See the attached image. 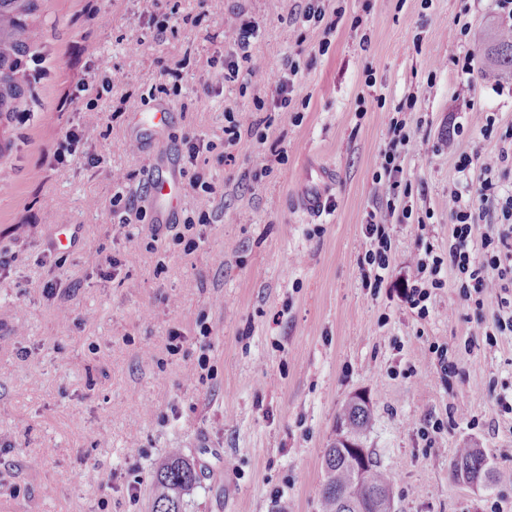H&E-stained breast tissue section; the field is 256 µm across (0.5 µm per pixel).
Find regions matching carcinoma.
<instances>
[{
    "instance_id": "1",
    "label": "carcinoma",
    "mask_w": 512,
    "mask_h": 512,
    "mask_svg": "<svg viewBox=\"0 0 512 512\" xmlns=\"http://www.w3.org/2000/svg\"><path fill=\"white\" fill-rule=\"evenodd\" d=\"M41 10V0H0V18H10L16 13L34 18ZM28 27L0 24V54L11 57L5 68L6 88L0 89V114L20 112L33 98L32 86L17 77L15 70L27 59L38 54L30 49L26 33ZM494 73L512 74V38L504 32L497 33L488 47ZM372 410L368 401L353 397L337 415L339 422L356 439H361L371 425ZM325 481L319 499V512H360L372 505L375 512H390L391 473L381 467L367 452L359 456L352 448H340L331 443L324 455ZM452 478L472 481L476 478L498 483L512 474L489 466L487 459L478 448H461L454 460ZM152 481L156 489L153 512H183V498L200 483L196 464L178 449L168 456L154 470Z\"/></svg>"
}]
</instances>
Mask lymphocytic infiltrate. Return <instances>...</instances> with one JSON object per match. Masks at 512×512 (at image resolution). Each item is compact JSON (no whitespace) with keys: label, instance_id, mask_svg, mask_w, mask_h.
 <instances>
[{"label":"lymphocytic infiltrate","instance_id":"obj_1","mask_svg":"<svg viewBox=\"0 0 512 512\" xmlns=\"http://www.w3.org/2000/svg\"><path fill=\"white\" fill-rule=\"evenodd\" d=\"M259 28L250 23L241 24L232 43L224 51V80L232 83L243 78V62L252 58ZM501 139L507 147L501 150L497 163H482L478 158L462 154L456 161L458 172L476 170L475 184L448 193V221L452 226L454 244L447 258H433L430 267L434 278L431 286L442 287L437 273L443 262L468 272L478 300L497 299L499 312L495 317L497 332L512 333V298L508 297L507 281L512 280V130ZM492 224L497 228L494 237L484 238L487 253L484 261H476L471 247L473 227Z\"/></svg>","mask_w":512,"mask_h":512}]
</instances>
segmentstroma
I'll return each mask as SVG.
<instances>
[{
  "label": "stroma",
  "mask_w": 512,
  "mask_h": 512,
  "mask_svg": "<svg viewBox=\"0 0 512 512\" xmlns=\"http://www.w3.org/2000/svg\"><path fill=\"white\" fill-rule=\"evenodd\" d=\"M170 2L178 16L160 44L135 0H44L31 23L50 75L29 74V121L0 126V249L13 257L0 282V512H152V474L172 448L203 471L184 512H318L336 414L357 393L372 409L363 444L392 475L394 512H512V483L450 474L464 446L512 471V335L479 327L496 300L475 309L448 264L424 310L401 293L407 279L429 286L426 253L448 254L457 154L493 162L503 147L480 134L476 110L512 126V95L474 97L453 65L468 52L483 61L502 23L496 0H329L341 21L329 33L307 27L300 47L288 0ZM188 13L199 27L182 23ZM246 22L260 29L254 75L228 84L204 61ZM185 56L180 94L160 92L165 65ZM290 57L298 90L284 106L276 88ZM94 67L104 80L73 116L86 144L46 171L44 114ZM153 103L173 112L165 138L177 159L185 137L222 138L225 109L242 127H267L231 161L215 150L184 165L224 193L188 256L175 228L202 196L185 192L155 241L112 218L115 191L145 198L152 158L130 139L134 112ZM395 117L411 143L401 166L412 215L389 219L390 273L372 289L365 227L385 213L379 154ZM312 154L336 168L318 218L296 204ZM28 212L38 222L16 236ZM67 224L80 225L79 245L43 263ZM102 251L121 261L106 281ZM172 331L185 335L174 354ZM444 355L455 377L442 374Z\"/></svg>",
  "instance_id": "obj_1"
}]
</instances>
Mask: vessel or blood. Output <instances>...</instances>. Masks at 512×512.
Masks as SVG:
<instances>
[{
  "label": "vessel or blood",
  "instance_id": "1",
  "mask_svg": "<svg viewBox=\"0 0 512 512\" xmlns=\"http://www.w3.org/2000/svg\"><path fill=\"white\" fill-rule=\"evenodd\" d=\"M141 125L154 130L151 141L134 138L132 146L139 151H150L156 168L148 186V199L159 224L171 223L176 206L184 193V182L178 163L171 158L168 145L162 138L163 131L173 119L172 112L162 105L138 112ZM334 182V169L317 160H309L302 183L297 192L298 205L306 214L318 215L326 212L330 203V191Z\"/></svg>",
  "mask_w": 512,
  "mask_h": 512
}]
</instances>
